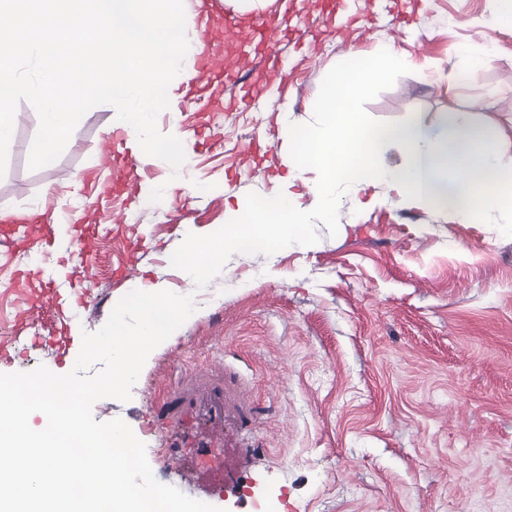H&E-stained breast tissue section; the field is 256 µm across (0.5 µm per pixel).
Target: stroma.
<instances>
[{"label": "stroma", "mask_w": 512, "mask_h": 512, "mask_svg": "<svg viewBox=\"0 0 512 512\" xmlns=\"http://www.w3.org/2000/svg\"><path fill=\"white\" fill-rule=\"evenodd\" d=\"M496 8L495 0H389L375 11L364 2L349 26L323 16L319 38H280L282 64L266 85L257 83L259 60L236 79L185 95L176 113L158 114L160 133L176 124L198 139L182 170L195 193L171 200L155 193L173 175L156 157L135 158L133 198L107 191L103 146L126 129L109 105L86 112L56 161L29 169L39 118L20 102L0 208L47 199L63 217L47 266L61 307L31 309L29 288L14 280L29 252L0 265V337L27 333L0 373L72 369L75 355L30 342L51 321L93 332L139 285L191 293L193 317L150 356L131 399L103 398L92 408L96 421L130 426L159 482L195 486L197 500L223 512L259 504L265 512H512L511 227L458 224L402 206L372 184L359 197L341 196L335 221L311 212L306 245L233 255L203 290L170 264L187 234L213 233L230 209L277 195L289 150L278 104H287L291 125H314L354 51L388 44L409 59L357 103L376 129L411 112L432 122L465 110L489 125L512 163V32L484 23ZM483 52L488 64L467 69V56ZM456 75L451 95L446 81ZM244 84L257 88L247 108L236 102ZM254 138L267 143L265 154H251ZM87 202L89 222L102 227L88 271L73 257L71 228ZM84 288L91 305L68 307ZM219 360L259 411L237 437L250 473L239 499L218 495L194 449H180L178 466H169L163 432L152 425L151 405L165 388Z\"/></svg>", "instance_id": "35a3bbf8"}]
</instances>
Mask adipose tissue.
Listing matches in <instances>:
<instances>
[{"instance_id":"1","label":"adipose tissue","mask_w":512,"mask_h":512,"mask_svg":"<svg viewBox=\"0 0 512 512\" xmlns=\"http://www.w3.org/2000/svg\"><path fill=\"white\" fill-rule=\"evenodd\" d=\"M404 63L388 47L370 57L351 53L341 76L326 90L317 125L281 126L292 145L288 180L301 182L303 193L288 187L267 206L236 210L224 226V247L235 249L249 241L275 253L305 244L311 210L334 218L339 194L358 195L367 183L394 190L400 203L446 212L460 224L482 223L495 215L501 223L512 224V167L503 164L500 145L488 127L468 113L452 110L430 124L413 112L384 139L370 133L354 102ZM383 141L401 152L398 165L378 157Z\"/></svg>"}]
</instances>
